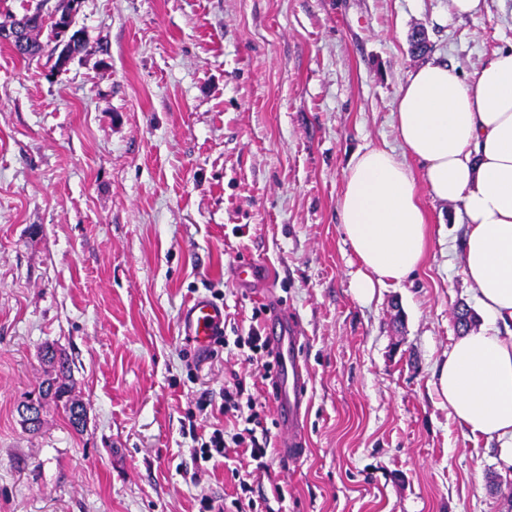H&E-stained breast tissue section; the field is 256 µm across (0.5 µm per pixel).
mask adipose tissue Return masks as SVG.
I'll return each instance as SVG.
<instances>
[{
    "label": "adipose tissue",
    "mask_w": 512,
    "mask_h": 512,
    "mask_svg": "<svg viewBox=\"0 0 512 512\" xmlns=\"http://www.w3.org/2000/svg\"><path fill=\"white\" fill-rule=\"evenodd\" d=\"M393 121L400 150L357 151L343 174L337 212L359 263L352 286L366 299L419 267L429 242L419 183L461 204L463 273L483 322L453 344L435 388L472 435L500 442L512 467V47L469 77L437 58L416 65Z\"/></svg>",
    "instance_id": "ef3b65f1"
}]
</instances>
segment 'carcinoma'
I'll return each instance as SVG.
<instances>
[{
    "label": "carcinoma",
    "instance_id": "1",
    "mask_svg": "<svg viewBox=\"0 0 512 512\" xmlns=\"http://www.w3.org/2000/svg\"><path fill=\"white\" fill-rule=\"evenodd\" d=\"M49 2L50 0H37L36 5L26 9L21 16L11 17L9 24L21 23L24 25L22 37L14 40L0 37V43L7 45L22 60H31L40 56L45 49V42L56 40L54 29L64 22V17L70 10V0H60V3L53 8L48 7ZM43 36L47 38V41L41 40ZM69 48L78 56L92 49L84 30L77 29L71 32ZM47 362L51 365L52 372L41 383L36 401L53 399L56 404L61 406L69 424L77 431L83 430V425L74 421L77 401L71 398L68 384L64 381L69 372L66 361L53 353L47 358Z\"/></svg>",
    "mask_w": 512,
    "mask_h": 512
}]
</instances>
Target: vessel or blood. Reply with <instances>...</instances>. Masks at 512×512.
<instances>
[{
  "mask_svg": "<svg viewBox=\"0 0 512 512\" xmlns=\"http://www.w3.org/2000/svg\"><path fill=\"white\" fill-rule=\"evenodd\" d=\"M240 287L250 288L269 277L267 267L253 260L241 261L235 270ZM224 307L205 296H197L180 313L182 337L198 352H207L215 336L224 332ZM279 366L273 397L279 427L284 434L279 443L283 459L295 460L303 456L307 443L304 417L309 402V371L304 351V338L296 317L281 314L269 327Z\"/></svg>",
  "mask_w": 512,
  "mask_h": 512,
  "instance_id": "1",
  "label": "vessel or blood"
}]
</instances>
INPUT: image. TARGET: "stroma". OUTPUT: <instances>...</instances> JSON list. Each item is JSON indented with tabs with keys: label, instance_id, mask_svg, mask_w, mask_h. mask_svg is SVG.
I'll return each mask as SVG.
<instances>
[{
	"label": "stroma",
	"instance_id": "1",
	"mask_svg": "<svg viewBox=\"0 0 512 512\" xmlns=\"http://www.w3.org/2000/svg\"><path fill=\"white\" fill-rule=\"evenodd\" d=\"M448 7L82 0L77 25L107 54L59 72L0 44V512H198L204 496L261 512L276 485L279 512H512L498 442L472 436L434 386L457 307H478L455 206L421 189L424 260L368 301L338 223L352 154L400 146L413 31L467 74L512 45V0L462 20ZM245 258L267 283L238 287ZM199 295L224 306L223 357L180 336ZM278 310L298 318L312 375L294 463L278 455L269 385L233 344ZM48 346L69 361L83 431L49 400L41 430L22 427ZM235 376L265 406L268 455L196 465Z\"/></svg>",
	"mask_w": 512,
	"mask_h": 512
}]
</instances>
